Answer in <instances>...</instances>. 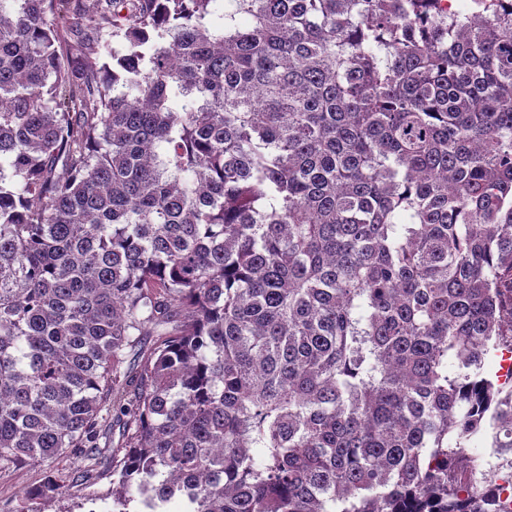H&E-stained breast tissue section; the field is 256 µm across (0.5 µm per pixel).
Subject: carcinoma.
<instances>
[{
	"mask_svg": "<svg viewBox=\"0 0 512 512\" xmlns=\"http://www.w3.org/2000/svg\"><path fill=\"white\" fill-rule=\"evenodd\" d=\"M212 2L0 0V469L153 336L112 512H498L512 0ZM492 433L491 429L482 434L479 433L468 444V448H471V452L478 457V461L489 475L495 474L491 467L497 465L503 458H510L511 456V454H503L500 459H497L499 454H497L495 448L491 447ZM494 478L497 480L498 476L495 474ZM497 483L504 488L498 499L503 504L502 508L504 510H501V512H510L512 510V473L511 475L506 474L501 480L498 479ZM509 487L510 491L508 490Z\"/></svg>",
	"mask_w": 512,
	"mask_h": 512,
	"instance_id": "1",
	"label": "carcinoma"
}]
</instances>
